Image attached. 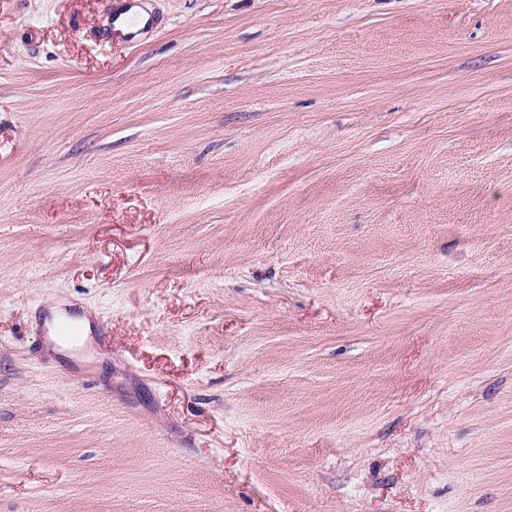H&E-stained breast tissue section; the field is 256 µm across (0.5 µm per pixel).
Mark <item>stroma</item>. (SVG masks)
I'll return each mask as SVG.
<instances>
[{
  "label": "stroma",
  "mask_w": 512,
  "mask_h": 512,
  "mask_svg": "<svg viewBox=\"0 0 512 512\" xmlns=\"http://www.w3.org/2000/svg\"><path fill=\"white\" fill-rule=\"evenodd\" d=\"M122 4L0 0V512H512V0ZM86 331H90V321L86 316L77 317ZM75 321L67 318L52 319L50 330L40 336V344L45 350H51L59 344L70 347L74 355L85 361L89 357L92 344L85 339V331L83 327Z\"/></svg>",
  "instance_id": "35a3bbf8"
}]
</instances>
